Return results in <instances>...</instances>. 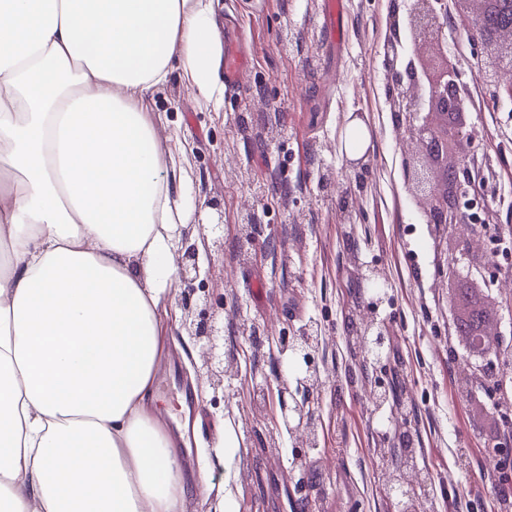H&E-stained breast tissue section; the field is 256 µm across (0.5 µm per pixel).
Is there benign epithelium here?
<instances>
[{
    "label": "benign epithelium",
    "mask_w": 512,
    "mask_h": 512,
    "mask_svg": "<svg viewBox=\"0 0 512 512\" xmlns=\"http://www.w3.org/2000/svg\"><path fill=\"white\" fill-rule=\"evenodd\" d=\"M459 18V29L470 30L483 19L480 0H409L405 25L412 53H403L399 34L388 36L384 44L386 78L389 86L390 111L408 114L406 132L416 151L405 160L412 194L418 198L422 215L428 224H472L484 227L489 223L490 210L484 218L467 214L460 204L461 192L473 197L484 195L483 165L467 153L476 137L475 129L467 124V94L457 66L448 56V10ZM478 80L494 90L496 99H512V30L496 34L482 44L477 62ZM198 255L187 251L179 267V276L188 285L200 277ZM364 280L375 286L372 311L382 303V275L375 267L365 266ZM358 343L366 360L381 363L386 352L389 328L376 315L362 321L355 329ZM193 339L204 350V367L210 377L225 376L223 329L210 326L195 333ZM321 344V336L304 327L295 336L280 337L281 352H291L290 363L295 376L317 370L312 344ZM298 389L305 392L297 398L288 384L279 386V420L288 433L302 428L317 429L308 405L306 392L310 386L299 380ZM372 403L381 409L387 404L385 375H375L370 381ZM398 512H410L409 502L418 495L412 482L388 484Z\"/></svg>",
    "instance_id": "benign-epithelium-1"
}]
</instances>
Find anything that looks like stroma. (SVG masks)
Wrapping results in <instances>:
<instances>
[{
  "instance_id": "obj_1",
  "label": "stroma",
  "mask_w": 512,
  "mask_h": 512,
  "mask_svg": "<svg viewBox=\"0 0 512 512\" xmlns=\"http://www.w3.org/2000/svg\"><path fill=\"white\" fill-rule=\"evenodd\" d=\"M320 0H212L221 41L247 62L238 91L216 110L188 86L180 63L143 102L163 157L161 175L191 219L178 252H198L194 285L174 280L157 308L165 353L157 378L162 400H183L188 442L178 453L196 486L183 512H394L383 474L398 433L410 432L434 512H498L491 485L504 460L489 464L504 435L498 372L512 352V102H493L475 78L480 42L450 40L468 90L474 144L496 176L487 187L494 232L464 239L462 228L420 215L404 169L391 112L383 44L404 0H343L339 36L328 42ZM368 127L366 166L343 149L354 120ZM223 223L221 242L209 225ZM488 251V301L496 350L477 358L483 374L465 378L468 361L448 305L465 277L464 243ZM384 275L379 315L390 326L384 359L393 394L383 409L369 401L375 368L351 346L368 314L373 286L358 264ZM224 323L227 383L199 377L190 337L204 315ZM316 323L322 337L311 407L323 425L304 480L287 458L292 438L280 425L262 380L291 379L278 339ZM236 448L217 458L225 420Z\"/></svg>"
}]
</instances>
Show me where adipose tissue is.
Wrapping results in <instances>:
<instances>
[{
  "instance_id": "obj_1",
  "label": "adipose tissue",
  "mask_w": 512,
  "mask_h": 512,
  "mask_svg": "<svg viewBox=\"0 0 512 512\" xmlns=\"http://www.w3.org/2000/svg\"><path fill=\"white\" fill-rule=\"evenodd\" d=\"M211 0H0V512H181L149 414L175 208L145 96L221 108Z\"/></svg>"
}]
</instances>
